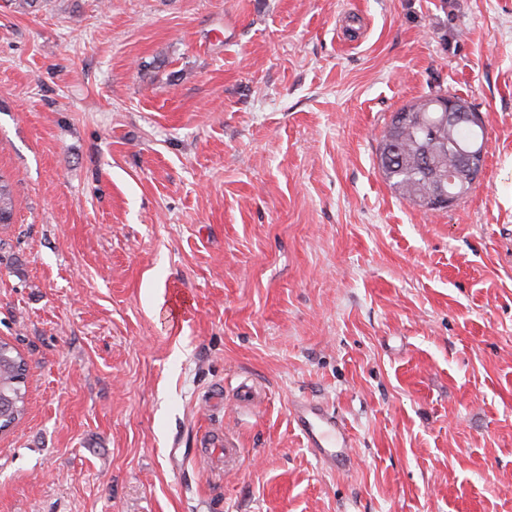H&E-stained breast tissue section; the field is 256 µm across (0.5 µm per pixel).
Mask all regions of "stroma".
<instances>
[{"mask_svg": "<svg viewBox=\"0 0 512 512\" xmlns=\"http://www.w3.org/2000/svg\"><path fill=\"white\" fill-rule=\"evenodd\" d=\"M437 93L487 154L423 210L379 146ZM0 182V512H512V0H0ZM28 362L6 339H0V431L14 427L25 415ZM301 415L298 417L308 425L310 422L308 420L309 413L315 415L320 421L321 425V435L316 437L311 432V438L308 437L309 448L312 450L314 455L322 464H332L336 465V459L341 456L342 451H336V448H333V445H336V442L340 436L343 443H345V438L343 434L338 431L336 432V423L329 420V418L325 417L323 414H317L312 410L302 409L299 411ZM304 418V419H303ZM339 435V436H338ZM204 459L215 467L232 469L239 462V449L236 447L231 438L224 435V439L220 436H212L206 444Z\"/></svg>", "mask_w": 512, "mask_h": 512, "instance_id": "35a3bbf8", "label": "stroma"}]
</instances>
